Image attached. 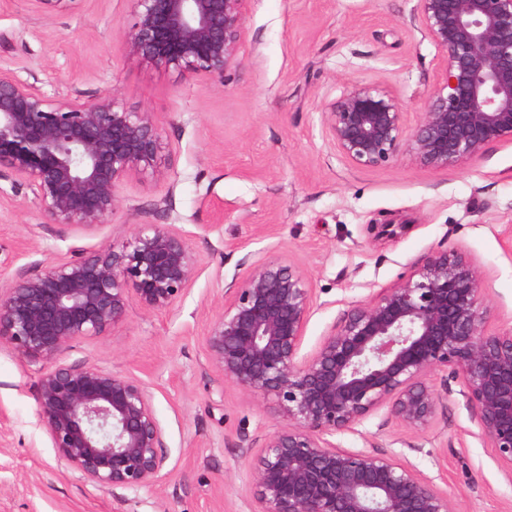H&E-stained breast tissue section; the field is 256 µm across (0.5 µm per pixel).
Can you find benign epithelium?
Returning a JSON list of instances; mask_svg holds the SVG:
<instances>
[{
	"label": "benign epithelium",
	"mask_w": 512,
	"mask_h": 512,
	"mask_svg": "<svg viewBox=\"0 0 512 512\" xmlns=\"http://www.w3.org/2000/svg\"><path fill=\"white\" fill-rule=\"evenodd\" d=\"M48 13L77 0H35ZM122 46L182 74L221 80L238 61L248 0H131ZM413 18L443 53V84L415 126L399 99L358 81L322 113L338 152L360 167L408 153L439 170L512 141V0H416ZM164 149L152 112L115 97L79 102L48 96L0 70V168L30 189L52 224L96 226L120 204L133 176L162 178ZM406 230L372 224L376 240ZM198 275L185 238L162 224L52 262L0 289V342L42 362L37 414L58 458L97 486L155 485L166 456L151 397L135 378L62 358L79 338L100 336L131 299L147 311L172 307ZM482 272L454 248L430 254L397 284L355 302L302 354L312 289L277 257L254 265L224 291L206 337L225 380L276 403L283 425L250 465L258 512H452L433 480L394 456L348 451L329 438L385 408L422 433L440 394L426 382L451 371L479 435L512 480V329L485 326Z\"/></svg>",
	"instance_id": "1"
}]
</instances>
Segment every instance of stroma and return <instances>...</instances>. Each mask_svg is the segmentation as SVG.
I'll use <instances>...</instances> for the list:
<instances>
[{"mask_svg": "<svg viewBox=\"0 0 512 512\" xmlns=\"http://www.w3.org/2000/svg\"><path fill=\"white\" fill-rule=\"evenodd\" d=\"M416 0H248L238 62L200 81L129 60V0H78L53 15L35 0H0V69L50 96L94 102L114 94L153 112L163 133L164 179L125 181L98 226L52 224L30 191L0 170V285L70 259L74 249L121 245L137 225L183 234L199 275L170 309L130 301L104 335L71 343L67 364L139 380L163 429L166 462L154 486L99 488L61 462L37 415L41 362L0 343V512H256L252 457L281 425L273 402L224 379L205 338L235 278L270 256L302 272L313 293L303 352H312L354 302L458 248L483 272L491 332L512 329V143L445 170L403 154L360 168L328 136L322 114L351 80L384 87L415 124L441 82V52L412 20ZM406 225L372 240L371 224ZM432 425L404 431L387 410L338 447L396 456L433 477L453 512H512V482L478 434L459 382Z\"/></svg>", "mask_w": 512, "mask_h": 512, "instance_id": "35a3bbf8", "label": "stroma"}]
</instances>
